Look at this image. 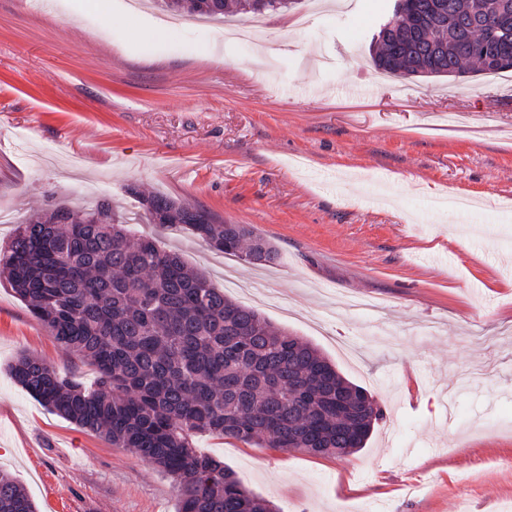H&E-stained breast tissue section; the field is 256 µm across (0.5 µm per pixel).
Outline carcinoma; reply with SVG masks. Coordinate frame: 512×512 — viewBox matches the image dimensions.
Instances as JSON below:
<instances>
[{
	"instance_id": "1",
	"label": "carcinoma",
	"mask_w": 512,
	"mask_h": 512,
	"mask_svg": "<svg viewBox=\"0 0 512 512\" xmlns=\"http://www.w3.org/2000/svg\"><path fill=\"white\" fill-rule=\"evenodd\" d=\"M288 0H248L255 13ZM210 17L241 0H165ZM512 0H399L377 34V68L400 76L464 77L512 70ZM138 199L153 224L183 227L209 248L270 266L278 248L245 224L160 194ZM108 198L91 208L54 204L17 225L0 250V277L57 342L95 368L88 388L23 353L14 381L43 406L114 448L179 480L178 512H273L236 472L200 454L196 433L256 448L346 454L365 447L383 410L311 344L228 298L180 253L130 238ZM0 512H36L24 487L0 473Z\"/></svg>"
}]
</instances>
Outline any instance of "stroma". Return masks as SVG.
<instances>
[{"instance_id": "stroma-1", "label": "stroma", "mask_w": 512, "mask_h": 512, "mask_svg": "<svg viewBox=\"0 0 512 512\" xmlns=\"http://www.w3.org/2000/svg\"><path fill=\"white\" fill-rule=\"evenodd\" d=\"M126 2L0 0V247L109 197L233 301L270 288L262 315L385 411L347 455L197 435L276 512H512V71L378 80L396 0H291L249 47ZM131 186L248 225L277 263L146 223ZM22 353L96 381L0 279V470L38 512H177L173 476L15 383Z\"/></svg>"}]
</instances>
